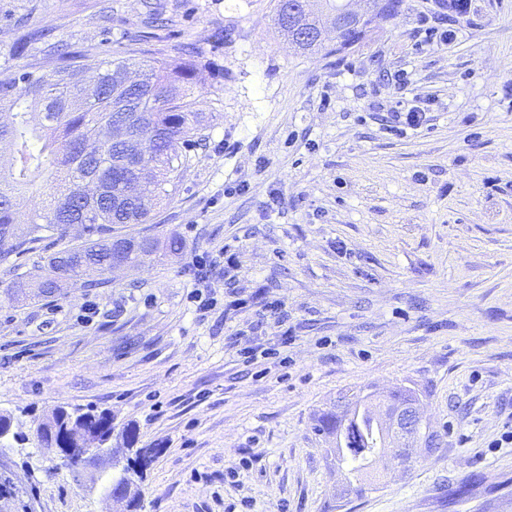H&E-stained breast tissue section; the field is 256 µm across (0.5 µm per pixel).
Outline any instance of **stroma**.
Returning a JSON list of instances; mask_svg holds the SVG:
<instances>
[{"instance_id": "35a3bbf8", "label": "stroma", "mask_w": 512, "mask_h": 512, "mask_svg": "<svg viewBox=\"0 0 512 512\" xmlns=\"http://www.w3.org/2000/svg\"><path fill=\"white\" fill-rule=\"evenodd\" d=\"M160 4L200 49L193 91L213 119L174 198L128 230L184 247L20 301L9 286L40 251L0 264V512H113L108 470L77 478L39 447L59 405L108 410L113 446L130 427L156 449L140 512H512L497 444L512 430V0H405L343 55L311 58L283 43L273 0ZM23 13L88 65L141 56L144 0H0V61ZM432 14L448 44L427 35ZM218 28L234 31L221 50ZM402 101L427 110L421 129L387 128ZM226 243L232 281H199L196 258ZM274 302L286 327L258 314ZM255 344L287 365L246 363ZM365 385L423 390L440 445L376 462L377 489L344 497L314 424Z\"/></svg>"}]
</instances>
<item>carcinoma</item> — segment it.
<instances>
[{"label": "carcinoma", "mask_w": 512, "mask_h": 512, "mask_svg": "<svg viewBox=\"0 0 512 512\" xmlns=\"http://www.w3.org/2000/svg\"><path fill=\"white\" fill-rule=\"evenodd\" d=\"M294 2L274 0L273 25L300 55H316L335 31L343 0H318L316 13L292 23ZM403 2L367 0L375 20L398 13ZM149 28L168 31L179 64L104 60L95 68L96 90L82 97L87 50L69 41L50 43L45 30L23 20L16 27L22 45H43L56 65L48 74L29 63L0 65V112L11 114V122L0 125V150L10 156L9 167L0 170V264L42 242L59 244L73 224L83 225L84 232L83 241L51 252L14 280L17 295L33 287L52 296L80 276L87 262L101 265L100 278L85 284L96 288L108 282L112 256L137 267L160 250L158 240L123 234L120 228L150 223L154 209L173 198L179 175L191 161L190 148L204 140L208 118L193 92L196 48L160 19ZM33 191L43 192L46 201L30 215L24 202ZM384 403V393L361 389L340 396L336 408L317 419L315 429L332 439L338 464L351 460L344 472L346 495L365 492L373 459L389 446L386 426L373 424ZM107 415L106 410L59 406L39 424L37 441L47 450L76 448L79 430L105 434L112 429ZM133 443L128 439L122 449L124 493L114 499L120 512H137L132 476L143 473L156 454Z\"/></svg>", "instance_id": "obj_1"}]
</instances>
